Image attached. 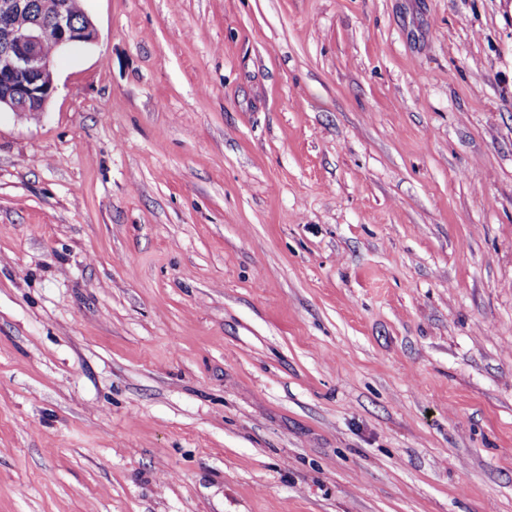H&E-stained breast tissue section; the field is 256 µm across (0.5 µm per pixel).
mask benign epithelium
<instances>
[{
  "mask_svg": "<svg viewBox=\"0 0 512 512\" xmlns=\"http://www.w3.org/2000/svg\"><path fill=\"white\" fill-rule=\"evenodd\" d=\"M36 13L26 25L15 19ZM97 30L86 12L75 19L71 0H0V110L42 112L56 91L44 45L62 50L92 43Z\"/></svg>",
  "mask_w": 512,
  "mask_h": 512,
  "instance_id": "1",
  "label": "benign epithelium"
}]
</instances>
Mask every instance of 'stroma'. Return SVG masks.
Masks as SVG:
<instances>
[{
    "label": "stroma",
    "instance_id": "obj_1",
    "mask_svg": "<svg viewBox=\"0 0 512 512\" xmlns=\"http://www.w3.org/2000/svg\"><path fill=\"white\" fill-rule=\"evenodd\" d=\"M0 112V512H512V0H82Z\"/></svg>",
    "mask_w": 512,
    "mask_h": 512
}]
</instances>
